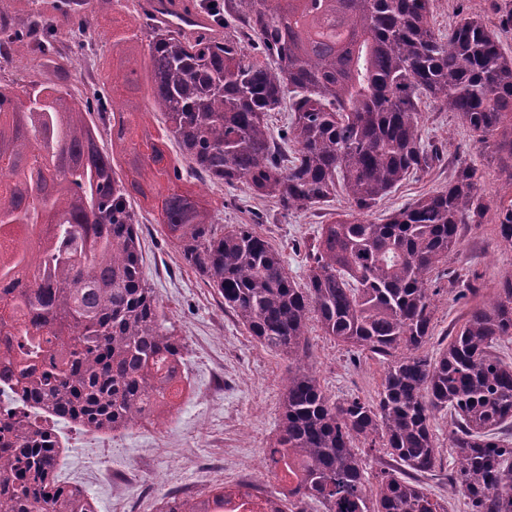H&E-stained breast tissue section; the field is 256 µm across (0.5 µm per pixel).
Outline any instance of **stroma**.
Wrapping results in <instances>:
<instances>
[{
	"instance_id": "stroma-1",
	"label": "stroma",
	"mask_w": 512,
	"mask_h": 512,
	"mask_svg": "<svg viewBox=\"0 0 512 512\" xmlns=\"http://www.w3.org/2000/svg\"><path fill=\"white\" fill-rule=\"evenodd\" d=\"M435 28L447 29L460 13H476L501 30L500 40L512 53V0H434ZM40 15L48 33L62 34L67 58L64 88L90 95V109L97 125L98 145L112 147L111 113L105 100L112 95L113 33L133 28L138 38L129 42L128 54L139 67H147L149 44L155 24L146 12L145 0H116L100 11L88 0L79 13L66 7L47 8L45 0H0V15L15 30H22L32 15ZM41 55L29 49L0 58V83L21 87L37 80ZM425 129L443 147L438 162L405 181L382 200L375 212L384 217L416 198L447 185L455 168L474 163L483 171L485 199L503 195L508 179L498 168L492 148H479L454 112L427 109ZM169 160L182 166L178 187L211 210L216 223L230 227L251 225L282 254L295 279H303L307 247L321 224L348 210L344 197H336L317 210H285L275 200L254 197L244 183L229 186L202 180L182 155L178 143L167 142ZM158 187L136 198L143 271L159 301L167 326L183 345L181 371L188 387L175 400L170 414L146 419L128 431L109 433L107 439L89 435L72 422L56 424L65 444L56 474L59 480L84 489L95 512H158L166 498L193 492L204 498L212 489L239 488L243 473L260 479L270 494L281 493L283 482L263 467V450L275 440L280 404L288 378V359L261 345L224 310V300L183 259L180 251L160 232ZM495 213L483 223L467 224L448 268L460 273L474 288L467 298L448 294V279L438 276L440 293L432 335L424 347L435 356L447 345L466 313L486 303L502 281L512 276V247L496 230ZM311 345L308 365L333 400L376 398L384 376V364L368 352L347 347L324 335L317 321H309ZM432 430L441 450V464L425 475L424 486L444 500L448 512H468L462 496L448 491L452 467L451 421L447 412L436 413ZM112 472L111 480L100 477Z\"/></svg>"
}]
</instances>
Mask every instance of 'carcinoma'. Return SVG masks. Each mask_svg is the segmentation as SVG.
Returning <instances> with one entry per match:
<instances>
[{
	"label": "carcinoma",
	"mask_w": 512,
	"mask_h": 512,
	"mask_svg": "<svg viewBox=\"0 0 512 512\" xmlns=\"http://www.w3.org/2000/svg\"><path fill=\"white\" fill-rule=\"evenodd\" d=\"M208 0L201 22L237 23L224 37L159 29L149 44L152 107L166 118L196 171L248 185L283 208L316 210L337 194L350 212L321 225L308 245L305 282L247 225L224 230L210 210L178 193L182 170L161 143L138 138L133 113H112L155 182L164 181L158 224L185 261L216 289L245 330L288 356L273 469L288 472L286 512L313 501L324 512H447L420 484L440 462L435 413L452 419L448 487L469 512H512V277L489 304L469 311L438 356L432 336L438 291L430 275L457 251L463 224L489 210L473 163L448 186L367 220L380 201L439 158L424 139L429 102L456 112L476 143L493 145L508 171L496 203L498 234L512 245V54L477 14L438 33L433 0ZM32 17L19 40L56 51ZM288 122L277 136L267 115ZM86 103L58 83L0 85V397L23 404L0 415V512H94L88 495L55 476L54 427L129 430L170 411L182 383L181 340L164 325L144 275L133 195L119 159L97 144ZM387 363L378 400L336 402L306 365L307 323ZM359 439L396 462L366 488ZM236 495L171 497L160 512H225Z\"/></svg>",
	"instance_id": "obj_1"
}]
</instances>
